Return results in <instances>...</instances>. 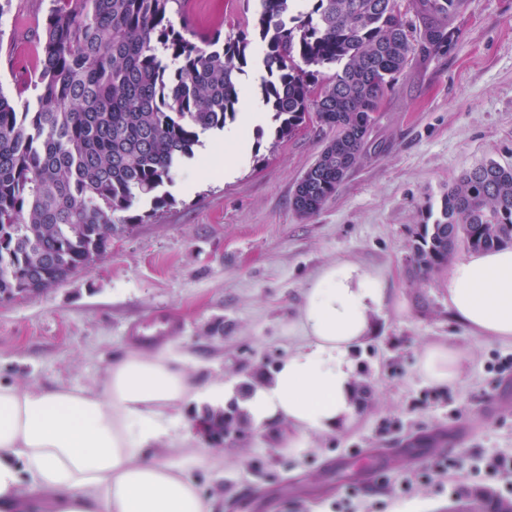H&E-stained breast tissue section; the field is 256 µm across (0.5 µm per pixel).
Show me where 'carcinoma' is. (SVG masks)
<instances>
[{"mask_svg":"<svg viewBox=\"0 0 512 512\" xmlns=\"http://www.w3.org/2000/svg\"><path fill=\"white\" fill-rule=\"evenodd\" d=\"M186 0H51L39 38L35 104L16 111L0 91V302L49 288L111 248L112 217L159 194L200 136L236 119L251 55L242 32L194 41L169 14ZM466 0H416L448 21ZM397 0H259L254 37L265 75L255 93L277 138L306 116L333 131L297 182L292 206L312 217L336 195L364 149L385 93L415 51L447 38L419 29ZM335 68L326 83L323 68ZM512 246V166L464 173L425 207L409 262L431 276L453 250Z\"/></svg>","mask_w":512,"mask_h":512,"instance_id":"obj_1","label":"carcinoma"}]
</instances>
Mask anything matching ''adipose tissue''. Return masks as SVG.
Segmentation results:
<instances>
[{
    "label": "adipose tissue",
    "mask_w": 512,
    "mask_h": 512,
    "mask_svg": "<svg viewBox=\"0 0 512 512\" xmlns=\"http://www.w3.org/2000/svg\"><path fill=\"white\" fill-rule=\"evenodd\" d=\"M385 304L379 277L331 264L305 291L302 343L270 377L246 386H195L193 358L168 347L113 361L97 392L0 382V512H214L190 476L200 459L185 453L193 435L183 404L217 411L236 399L256 430L287 422L289 448L339 431L358 403L349 354ZM448 310L474 336L512 341V247L456 260ZM417 367L439 387L462 379L459 354L443 345L425 347ZM147 448L161 449L162 458L145 459Z\"/></svg>",
    "instance_id": "obj_1"
}]
</instances>
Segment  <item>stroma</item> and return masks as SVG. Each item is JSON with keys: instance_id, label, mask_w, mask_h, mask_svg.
Wrapping results in <instances>:
<instances>
[{"instance_id": "1", "label": "stroma", "mask_w": 512, "mask_h": 512, "mask_svg": "<svg viewBox=\"0 0 512 512\" xmlns=\"http://www.w3.org/2000/svg\"><path fill=\"white\" fill-rule=\"evenodd\" d=\"M258 0H187L181 27L237 36ZM50 0H10L0 16V88L24 109L36 92L38 40ZM453 37L413 60L384 96L365 149L314 217L291 206L297 181L331 137L307 122L278 139L271 119L247 129L237 174L206 173L205 147L165 185V205L134 203L112 250L34 299L0 303V380L19 386L100 388L108 365L139 343L132 326L179 323L149 343L196 360L198 385L270 375L301 342L305 290L329 264L349 262L383 281L388 306L352 353L359 405L339 433L286 448L289 427L254 430L236 406L229 437L195 430L191 476L216 512H448L492 492L512 502V474L484 461L512 458V341L476 337L448 312L444 274L416 277L408 261L426 205L464 171L512 165V0H467ZM462 350L463 380L439 388L416 364L424 347Z\"/></svg>"}]
</instances>
